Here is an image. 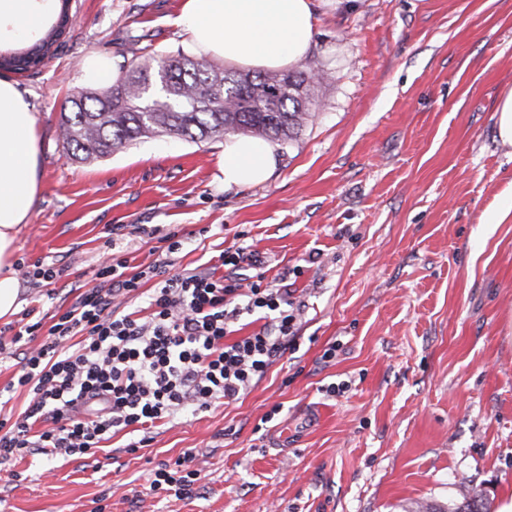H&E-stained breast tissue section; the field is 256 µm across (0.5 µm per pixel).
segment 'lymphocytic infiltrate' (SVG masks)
Instances as JSON below:
<instances>
[{
	"label": "lymphocytic infiltrate",
	"instance_id": "1",
	"mask_svg": "<svg viewBox=\"0 0 512 512\" xmlns=\"http://www.w3.org/2000/svg\"><path fill=\"white\" fill-rule=\"evenodd\" d=\"M162 240L167 260L132 273L116 239H108L96 285L59 316L44 342L24 351L17 385L28 405L14 423L0 421V462L39 452L85 455L128 427L146 431L237 401L294 345L300 310L267 282L258 252L221 251V276L175 272L169 256L182 242L174 232ZM246 267L255 277H239ZM150 279L155 287L147 295L142 286ZM144 295L151 313L134 317L126 306ZM257 311L270 312V321L233 338L238 320ZM39 422L46 428L37 433ZM199 479L197 470L164 464L148 491L189 498Z\"/></svg>",
	"mask_w": 512,
	"mask_h": 512
}]
</instances>
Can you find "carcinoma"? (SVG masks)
Here are the masks:
<instances>
[{
  "label": "carcinoma",
  "mask_w": 512,
  "mask_h": 512,
  "mask_svg": "<svg viewBox=\"0 0 512 512\" xmlns=\"http://www.w3.org/2000/svg\"><path fill=\"white\" fill-rule=\"evenodd\" d=\"M55 25L20 51L0 52V64L29 71L41 66L70 22V0H59ZM126 74L106 89H87L67 100L59 134L69 158L103 159L143 139L191 141L224 135L292 141L312 118L320 72L253 75L203 58L167 57L169 67H151L142 48L131 49ZM414 512H490L488 499L465 494L460 501L417 506Z\"/></svg>",
  "instance_id": "carcinoma-1"
}]
</instances>
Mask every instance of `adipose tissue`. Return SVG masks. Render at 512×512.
<instances>
[{
	"label": "adipose tissue",
	"instance_id": "1",
	"mask_svg": "<svg viewBox=\"0 0 512 512\" xmlns=\"http://www.w3.org/2000/svg\"><path fill=\"white\" fill-rule=\"evenodd\" d=\"M315 0H183L178 26L193 54L257 72L291 70L314 47ZM36 118L18 84L0 77V319L20 307L15 241L39 190ZM278 162L273 144L238 137L224 144L225 187L264 182Z\"/></svg>",
	"mask_w": 512,
	"mask_h": 512
}]
</instances>
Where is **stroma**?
I'll list each match as a JSON object with an SVG mask.
<instances>
[{
    "mask_svg": "<svg viewBox=\"0 0 512 512\" xmlns=\"http://www.w3.org/2000/svg\"><path fill=\"white\" fill-rule=\"evenodd\" d=\"M180 5L71 0L54 57L16 75L40 192L15 259L63 275L20 283L0 341L35 322L46 336L118 227L129 266L168 257L177 271L209 267L245 233L267 280L304 306L296 347L237 402L162 426L136 452L121 432L92 455L0 465V512H92L103 494L106 512H413L474 491L498 512L512 499V214L493 218L512 197V145L495 109L512 89V0H316L306 63L333 76L263 183L217 182L220 138L69 160L58 123L86 60L126 68L137 36L156 57L181 50ZM170 232L183 247L169 256ZM20 368L0 358V420L27 406L8 388ZM188 451L198 495L144 494L152 469Z\"/></svg>",
    "mask_w": 512,
    "mask_h": 512,
    "instance_id": "stroma-1",
    "label": "stroma"
}]
</instances>
